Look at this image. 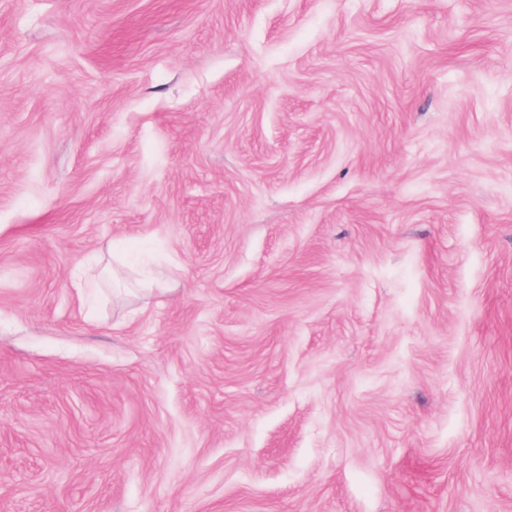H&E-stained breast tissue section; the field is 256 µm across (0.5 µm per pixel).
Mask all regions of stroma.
<instances>
[{"label": "stroma", "mask_w": 512, "mask_h": 512, "mask_svg": "<svg viewBox=\"0 0 512 512\" xmlns=\"http://www.w3.org/2000/svg\"><path fill=\"white\" fill-rule=\"evenodd\" d=\"M0 512H512V0H0Z\"/></svg>", "instance_id": "obj_1"}]
</instances>
